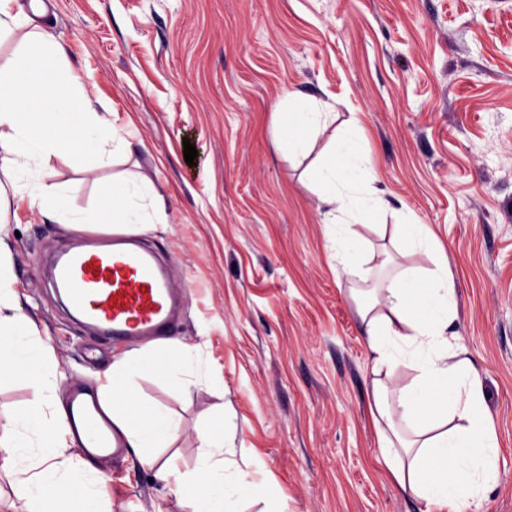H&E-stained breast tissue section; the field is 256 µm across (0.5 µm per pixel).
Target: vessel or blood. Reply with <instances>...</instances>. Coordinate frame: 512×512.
I'll return each instance as SVG.
<instances>
[{"label": "vessel or blood", "mask_w": 512, "mask_h": 512, "mask_svg": "<svg viewBox=\"0 0 512 512\" xmlns=\"http://www.w3.org/2000/svg\"><path fill=\"white\" fill-rule=\"evenodd\" d=\"M54 284L64 290L76 313L114 340L157 339L173 328L179 292L137 240L124 239L112 248L76 241L71 251L58 257ZM101 416L96 400L75 389L70 423L97 459L115 453Z\"/></svg>", "instance_id": "1"}]
</instances>
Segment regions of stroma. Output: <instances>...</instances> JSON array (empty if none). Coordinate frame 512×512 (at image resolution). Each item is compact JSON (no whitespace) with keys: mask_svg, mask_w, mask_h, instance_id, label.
<instances>
[{"mask_svg":"<svg viewBox=\"0 0 512 512\" xmlns=\"http://www.w3.org/2000/svg\"><path fill=\"white\" fill-rule=\"evenodd\" d=\"M110 124L138 147L94 171L54 162L72 206L113 174L161 191L166 221L139 241L184 305L170 337L94 336L47 282L75 231L13 205L1 240L19 304L72 385L94 391L120 356L199 347L207 384L148 375L138 390L170 418L159 449L195 469L197 432L216 414L237 463L260 461L285 512H418L378 465L372 370L351 295L383 273L338 275L308 174L329 133L291 159L275 147L277 102L324 101L369 139L378 185L448 253L458 317L498 442L486 512H512V0H44ZM198 151L184 160L183 144ZM109 512H188L134 453L96 461Z\"/></svg>","mask_w":512,"mask_h":512,"instance_id":"35a3bbf8","label":"stroma"}]
</instances>
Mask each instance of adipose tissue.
I'll list each match as a JSON object with an SVG mask.
<instances>
[{
  "mask_svg": "<svg viewBox=\"0 0 512 512\" xmlns=\"http://www.w3.org/2000/svg\"><path fill=\"white\" fill-rule=\"evenodd\" d=\"M15 2L0 0V41L17 40L12 52L0 55V223H6L15 202L76 230L126 234L162 223L165 198L143 177L113 179L89 208L66 205V186L50 174L53 160L84 169L129 155L133 143L99 117L76 76L40 68V61L61 56L62 48L46 28L15 10ZM279 119L278 144L296 159L309 153L321 130H334L312 180L325 206L330 253L342 273L362 276L365 262L374 259L389 265L418 252L434 255L433 269L422 274L404 268L402 277L361 294L358 303L372 365L369 407L378 460L401 493L418 503L419 512H485L498 444L480 376L449 331L456 295L443 247L428 225L412 222L396 225L397 250L369 247L356 235L355 224L392 212L393 206L377 185L365 149L348 130L335 129V113L322 104L291 106ZM2 350L33 391L26 406H0V469L17 474L16 493L25 512H70L75 501H96L100 475L74 450L68 412L55 400L57 371L18 303L10 255L0 248ZM402 365L413 377L406 385H393V372ZM152 371L181 386L208 376L194 346L178 347L162 359H117L99 396L113 439L132 449L140 466L165 487L175 488L190 512H232L235 503L252 496L278 500L269 485L256 481L255 463L228 464L232 449L220 423L198 433L204 454L193 472L159 463L154 450L172 436L173 427L138 393L139 376Z\"/></svg>",
  "mask_w": 512,
  "mask_h": 512,
  "instance_id": "obj_1",
  "label": "adipose tissue"
}]
</instances>
